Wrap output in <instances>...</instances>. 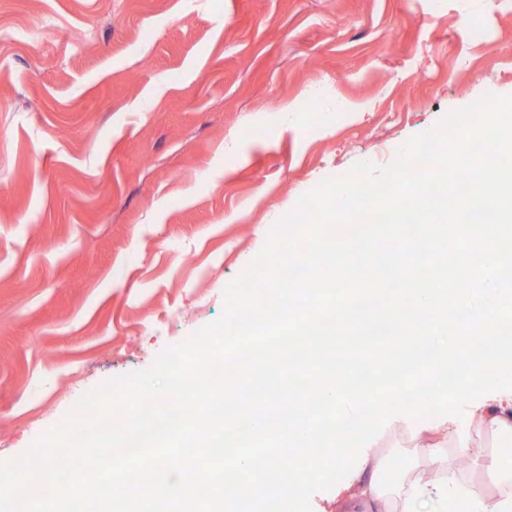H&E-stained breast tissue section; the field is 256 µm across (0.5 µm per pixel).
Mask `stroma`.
Returning <instances> with one entry per match:
<instances>
[{
	"label": "stroma",
	"instance_id": "1",
	"mask_svg": "<svg viewBox=\"0 0 512 512\" xmlns=\"http://www.w3.org/2000/svg\"><path fill=\"white\" fill-rule=\"evenodd\" d=\"M490 90L512 0H0V462L215 321L302 194Z\"/></svg>",
	"mask_w": 512,
	"mask_h": 512
}]
</instances>
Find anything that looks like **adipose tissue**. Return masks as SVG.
Wrapping results in <instances>:
<instances>
[{
	"label": "adipose tissue",
	"mask_w": 512,
	"mask_h": 512,
	"mask_svg": "<svg viewBox=\"0 0 512 512\" xmlns=\"http://www.w3.org/2000/svg\"><path fill=\"white\" fill-rule=\"evenodd\" d=\"M328 417L319 424L295 412L277 416L257 412L248 424L228 416L209 441L233 449L232 470L257 471L242 496L226 499V512H288L291 491L326 467L345 468L346 477L329 500V512H512V465L495 454L500 440L512 439V394L482 401L469 417V440L460 444L457 423L411 424L399 413L378 425H350L356 411L373 407L327 376L317 388ZM278 435L283 451L258 457L251 445ZM410 449L395 463L393 452ZM150 500L162 497L166 512H186L184 491L171 488L162 464L149 461L134 489Z\"/></svg>",
	"instance_id": "1"
}]
</instances>
